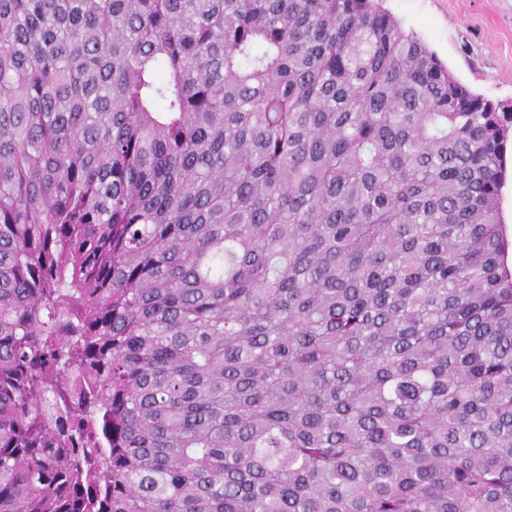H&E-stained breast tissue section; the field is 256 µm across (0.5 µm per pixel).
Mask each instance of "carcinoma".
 <instances>
[{"mask_svg":"<svg viewBox=\"0 0 512 512\" xmlns=\"http://www.w3.org/2000/svg\"><path fill=\"white\" fill-rule=\"evenodd\" d=\"M511 130L378 0H0V512H512ZM500 215L505 226V233L510 241L512 240V143L510 140L507 145V172L502 190Z\"/></svg>","mask_w":512,"mask_h":512,"instance_id":"1","label":"carcinoma"}]
</instances>
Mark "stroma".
<instances>
[{"label":"stroma","mask_w":512,"mask_h":512,"mask_svg":"<svg viewBox=\"0 0 512 512\" xmlns=\"http://www.w3.org/2000/svg\"><path fill=\"white\" fill-rule=\"evenodd\" d=\"M473 92L512 101V0H383Z\"/></svg>","instance_id":"35a3bbf8"}]
</instances>
